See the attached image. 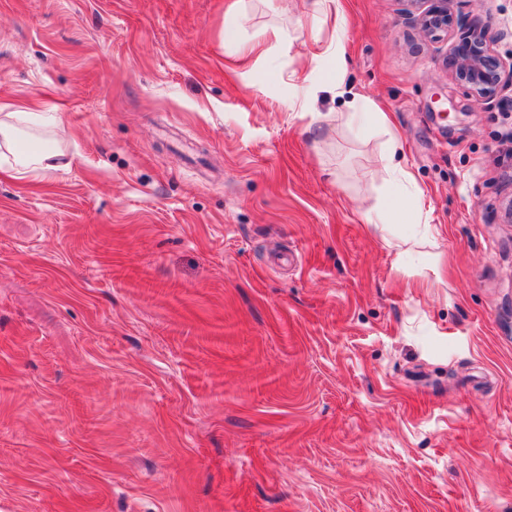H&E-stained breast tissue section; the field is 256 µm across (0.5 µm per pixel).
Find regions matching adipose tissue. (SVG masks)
<instances>
[{"label": "adipose tissue", "instance_id": "obj_1", "mask_svg": "<svg viewBox=\"0 0 512 512\" xmlns=\"http://www.w3.org/2000/svg\"><path fill=\"white\" fill-rule=\"evenodd\" d=\"M310 8L332 27V39L317 45L310 62L322 65L329 56L343 49L345 12L342 0H311ZM62 121L55 112H4L0 114V169L18 180L47 177L63 168V152L55 146H40L39 131L56 135Z\"/></svg>", "mask_w": 512, "mask_h": 512}]
</instances>
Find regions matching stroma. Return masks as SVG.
Listing matches in <instances>:
<instances>
[{"label":"stroma","instance_id":"35a3bbf8","mask_svg":"<svg viewBox=\"0 0 512 512\" xmlns=\"http://www.w3.org/2000/svg\"><path fill=\"white\" fill-rule=\"evenodd\" d=\"M343 4L315 70L308 0H0V105L71 160L0 172V512H512V88ZM453 7L512 57V0ZM392 151L421 223L365 220ZM224 44L235 46L237 53L241 56L251 55L258 51L259 53L265 52L261 42H250L241 38L239 25L235 21H225ZM296 93L292 101L291 108L294 112H314L316 101L318 99V92L324 88H332L336 90V84H321L313 85L309 83L308 77L296 84Z\"/></svg>","mask_w":512,"mask_h":512}]
</instances>
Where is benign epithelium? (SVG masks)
Masks as SVG:
<instances>
[{"label": "benign epithelium", "instance_id": "1", "mask_svg": "<svg viewBox=\"0 0 512 512\" xmlns=\"http://www.w3.org/2000/svg\"><path fill=\"white\" fill-rule=\"evenodd\" d=\"M412 10L408 19L424 37L440 41L460 30L462 35L450 47L444 67L451 78L467 87L472 96L488 101L497 97L502 74H512V63L506 64L494 48L498 36L491 34V21L472 19L454 10V0H406Z\"/></svg>", "mask_w": 512, "mask_h": 512}]
</instances>
